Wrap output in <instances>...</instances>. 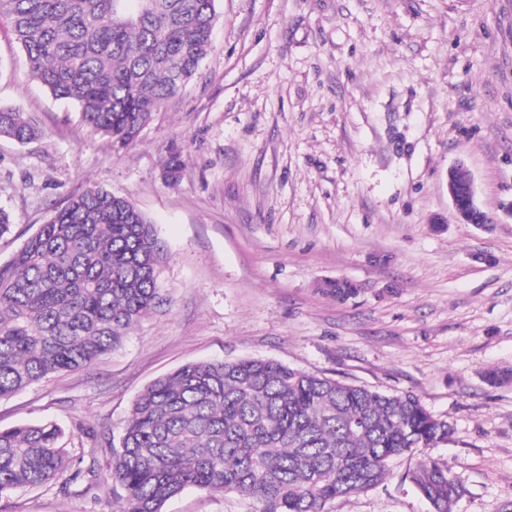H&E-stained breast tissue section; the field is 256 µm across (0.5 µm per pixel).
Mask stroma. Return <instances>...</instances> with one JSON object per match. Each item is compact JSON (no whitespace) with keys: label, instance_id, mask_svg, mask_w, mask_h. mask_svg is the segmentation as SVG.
I'll use <instances>...</instances> for the list:
<instances>
[{"label":"stroma","instance_id":"35a3bbf8","mask_svg":"<svg viewBox=\"0 0 512 512\" xmlns=\"http://www.w3.org/2000/svg\"><path fill=\"white\" fill-rule=\"evenodd\" d=\"M198 74L125 147L86 125L28 72L0 19V108L41 129L0 137V205L13 213L0 263L71 195L128 198L155 227L165 304L94 367L0 400V427L53 421L98 485L28 489L0 512H112L104 449L154 379L202 361L272 359L417 396L450 422L447 443L394 458L332 512H430L404 474L448 463L454 512H512V218L458 223L450 166L480 206L512 199V0H216ZM181 153L177 184L163 178ZM359 293L339 302L323 281ZM164 512H253L187 489ZM323 293L337 301H345L359 293L357 285L345 278L326 281L322 286Z\"/></svg>","mask_w":512,"mask_h":512}]
</instances>
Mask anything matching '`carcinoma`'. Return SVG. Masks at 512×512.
Listing matches in <instances>:
<instances>
[{"instance_id": "obj_1", "label": "carcinoma", "mask_w": 512, "mask_h": 512, "mask_svg": "<svg viewBox=\"0 0 512 512\" xmlns=\"http://www.w3.org/2000/svg\"><path fill=\"white\" fill-rule=\"evenodd\" d=\"M216 0H0L30 73L116 144L141 129L197 74L212 45ZM0 136L39 129L0 109ZM183 161L164 162L176 183ZM153 225L127 198L91 187L0 263V400L52 374L89 369L164 305ZM323 293H359L345 278ZM452 425L412 394L386 393L265 359L197 362L154 380L133 402L120 447L108 450L118 512H162L188 488L233 493L255 512H331L376 487L388 463L449 441ZM48 423L0 428V500L24 488L85 479ZM405 479L432 512H452L464 488L430 460Z\"/></svg>"}]
</instances>
